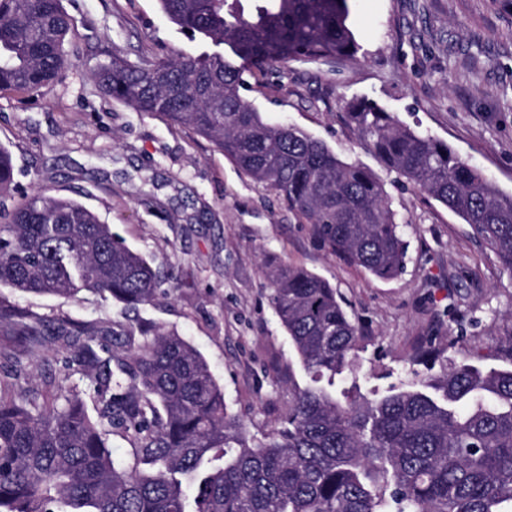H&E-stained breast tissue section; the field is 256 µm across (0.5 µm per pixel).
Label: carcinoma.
<instances>
[{"label": "carcinoma", "instance_id": "1", "mask_svg": "<svg viewBox=\"0 0 512 512\" xmlns=\"http://www.w3.org/2000/svg\"><path fill=\"white\" fill-rule=\"evenodd\" d=\"M180 30L211 48L145 66L114 57L95 73L107 96L208 139L276 191L333 252L373 277L405 270L407 245L384 183L339 159L307 132L273 125L240 93L247 66L351 57L347 0H262L259 25L240 0H158ZM73 33L62 0H0V92L53 84ZM345 116L395 174L468 224L512 274V196L447 143L402 125L377 103L352 98ZM11 153L0 147V288L72 298L85 291L137 307L154 301L159 272L84 204L39 191L12 209ZM269 301L311 384L281 427L248 435L228 412L205 358L180 336L142 328L118 362L92 345L93 326L70 319L57 336L93 384L97 417L72 395L41 402L0 376V512H512V370L443 365L417 349L412 389L367 398L336 393L371 337L338 292L298 266L271 272ZM38 316L0 299V336L42 345ZM132 442L118 463L108 429Z\"/></svg>", "mask_w": 512, "mask_h": 512}]
</instances>
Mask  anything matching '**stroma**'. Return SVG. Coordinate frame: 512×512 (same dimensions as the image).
Returning <instances> with one entry per match:
<instances>
[{
	"label": "stroma",
	"mask_w": 512,
	"mask_h": 512,
	"mask_svg": "<svg viewBox=\"0 0 512 512\" xmlns=\"http://www.w3.org/2000/svg\"><path fill=\"white\" fill-rule=\"evenodd\" d=\"M74 21L65 68L49 87L0 92V146L14 161L10 204L44 189L80 200L152 260L162 285L126 309L82 292L64 299L0 290L36 313L43 345L0 347L20 360L16 393L96 401L54 337L59 319L96 324L120 360L158 329L209 363L230 411L259 437L288 414L306 377L270 302L269 272L300 266L334 286L372 341L357 361L362 392L399 383L415 348L449 361L512 368V275L471 228L426 193L393 184L345 117L354 97L446 142L512 195V0H348L353 57L246 68L242 95L273 124L298 127L383 181L408 245L406 270L371 278L332 253L275 191L210 141L104 96L94 74L117 54L172 58L194 43L158 0H63Z\"/></svg>",
	"instance_id": "stroma-1"
}]
</instances>
